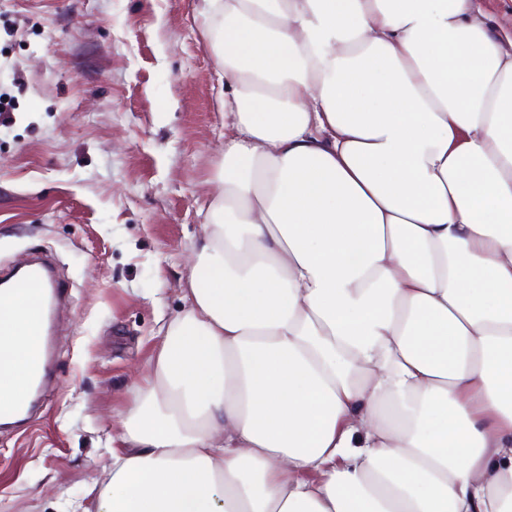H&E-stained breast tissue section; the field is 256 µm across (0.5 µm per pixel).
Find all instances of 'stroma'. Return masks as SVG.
Segmentation results:
<instances>
[{
	"instance_id": "1",
	"label": "stroma",
	"mask_w": 512,
	"mask_h": 512,
	"mask_svg": "<svg viewBox=\"0 0 512 512\" xmlns=\"http://www.w3.org/2000/svg\"><path fill=\"white\" fill-rule=\"evenodd\" d=\"M197 0H0V269L64 285L28 418L0 425V512H86L187 307L218 191L224 84Z\"/></svg>"
}]
</instances>
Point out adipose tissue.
I'll return each mask as SVG.
<instances>
[{
  "label": "adipose tissue",
  "instance_id": "obj_1",
  "mask_svg": "<svg viewBox=\"0 0 512 512\" xmlns=\"http://www.w3.org/2000/svg\"><path fill=\"white\" fill-rule=\"evenodd\" d=\"M224 161L96 512H512V32L200 0ZM41 310L0 289V406Z\"/></svg>",
  "mask_w": 512,
  "mask_h": 512
}]
</instances>
